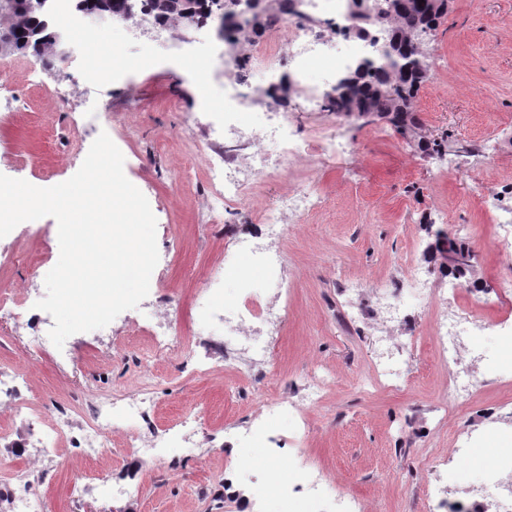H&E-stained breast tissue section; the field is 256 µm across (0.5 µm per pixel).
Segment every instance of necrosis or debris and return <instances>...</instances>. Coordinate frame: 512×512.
Segmentation results:
<instances>
[{
	"instance_id": "necrosis-or-debris-1",
	"label": "necrosis or debris",
	"mask_w": 512,
	"mask_h": 512,
	"mask_svg": "<svg viewBox=\"0 0 512 512\" xmlns=\"http://www.w3.org/2000/svg\"><path fill=\"white\" fill-rule=\"evenodd\" d=\"M299 9L307 22L296 28L287 42L272 40L260 43L254 48L256 62H265L277 55L287 60L295 73L316 71L324 78L342 73L348 65L362 55L365 49L363 40L352 32V22L344 9V0H298ZM241 77L232 72L224 74V119L212 127L207 141L195 143L193 150L200 155L215 154L209 169L208 185L213 195L212 219H220L225 206L241 200L248 186V176L241 168L236 157L219 155L218 150L226 136L251 143L257 140H269L280 148L279 158L272 159L261 154L254 155L252 166L268 173L278 172L282 160L298 158L311 153L333 156L347 152V142L327 135L317 143L311 144L293 138L288 120L276 112L264 109L255 98L241 93ZM321 203L320 195L312 186H305L279 198L266 207L261 215L265 227L266 241L242 240L224 263L214 267L209 275L210 298L220 294L219 286L226 273L236 268L241 260H249L261 268L265 274H281L283 256L266 245L267 240L281 237L286 227V212L305 214L316 210ZM461 284L451 281L446 293L440 300L446 308L445 313L435 321L434 336L436 351L442 364L457 363L462 353L472 358H483L484 352L479 344L484 327L474 316L456 312L454 306L458 300ZM225 320L237 323L242 336L240 351L248 359L272 356L269 343L255 337V321L259 318L281 319L288 313L287 306L268 310L254 309L248 301H226L221 305ZM154 414V401L150 395L114 401L110 397H101L91 402L86 411V424L80 432H73L69 425V409L57 413L55 424L49 425L41 435L44 443H57L62 440H74L82 454L95 458L107 452L110 444L107 427L109 424L123 421L129 424H151Z\"/></svg>"
}]
</instances>
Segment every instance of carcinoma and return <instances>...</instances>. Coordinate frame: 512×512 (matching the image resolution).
<instances>
[{
  "instance_id": "carcinoma-1",
  "label": "carcinoma",
  "mask_w": 512,
  "mask_h": 512,
  "mask_svg": "<svg viewBox=\"0 0 512 512\" xmlns=\"http://www.w3.org/2000/svg\"><path fill=\"white\" fill-rule=\"evenodd\" d=\"M124 0H83L84 8L104 10L114 17H123ZM17 8L0 11V32L7 31L14 39L17 52L32 51L41 57L56 53L57 28L52 15L34 12L24 0H17ZM151 16L165 27L184 22L183 0H142ZM448 12V0H409L400 6L386 4L375 17L361 16L352 20L353 31L361 35L367 31H381L393 43V51L403 59L397 66L383 59L366 60L345 87L336 90V96L324 102L326 112H342L348 108L367 119L385 118L404 134H415L420 125L416 113V97L430 76V55L421 51L417 34L434 30ZM297 14L294 0H264L253 22L237 30L228 44L237 49L253 42L259 34L271 30L283 14ZM447 251L461 254L466 260L446 270L463 284L471 283L475 255L470 247L453 237L444 236Z\"/></svg>"
}]
</instances>
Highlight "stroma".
Masks as SVG:
<instances>
[{
    "label": "stroma",
    "mask_w": 512,
    "mask_h": 512,
    "mask_svg": "<svg viewBox=\"0 0 512 512\" xmlns=\"http://www.w3.org/2000/svg\"><path fill=\"white\" fill-rule=\"evenodd\" d=\"M81 23L106 30L88 38L92 62L109 67L117 53L124 69L89 90L74 78L72 43L48 60L29 52L0 58V85L15 100L12 109L0 106V174L42 188L60 184L80 169L100 129H111L125 175L157 221L161 260L149 287L157 303L121 313L110 335L70 336L62 365L35 345L30 328L0 320V371L24 377L21 398L32 410L28 424L0 412V482L34 491L39 512H283L273 494L246 502L248 485L277 471L320 470L325 512H333L341 494L358 498L362 512H430V492L455 499L485 481L488 469L474 456L449 470L439 462L466 435L482 436L486 448L512 449V434L496 430L498 417L512 413V346L496 329L512 316V245L498 238L482 206L486 193L512 183V0H448L447 17L428 38L438 64L416 98L422 123L416 137L382 120L309 111L284 62L244 63L249 86L262 91L265 107L287 114L297 137L333 134L350 149L338 157L285 161L275 178L252 174L248 196L216 224L204 221L211 205L208 164L192 145L208 136L209 113L224 109L217 88L200 95L196 79L223 54V41L209 25L153 36L108 17ZM89 110L98 114L97 128L77 127L76 113ZM422 136L446 137L442 154L423 152ZM303 181L317 188L322 204L307 215L286 216L287 233L275 244L285 257L290 292L274 356L258 364L230 358L224 347L235 344V336L219 321H200L196 303L211 268L238 238L261 230L266 206ZM457 226L467 229L463 240L490 296L476 304L468 292L459 295L460 309L487 324L486 356L458 362L476 394L447 410L449 369L437 358L431 330L448 276L430 247L434 230ZM58 258L53 217L18 225L0 238V288L21 297L29 286L44 288ZM412 268L427 275L430 296L409 288ZM389 279L406 320L348 322L345 310L372 306L375 287ZM351 282L357 293L342 295ZM163 315L177 348L158 354L149 330ZM381 335L390 337L399 364L391 387L369 391L364 381ZM315 365L335 381L309 410L300 440L290 406L300 401ZM143 392L155 402L154 435L169 441L160 458L127 453L134 428L124 424L110 432L111 452L92 461L68 441L47 454L29 445L58 406L71 407L79 426L95 398ZM190 410L198 433L184 442L176 430ZM259 416L270 419L284 445L277 457H266L262 441L238 440ZM246 455L259 457L260 465L234 469ZM105 481L111 494L99 491Z\"/></svg>",
    "instance_id": "stroma-1"
}]
</instances>
